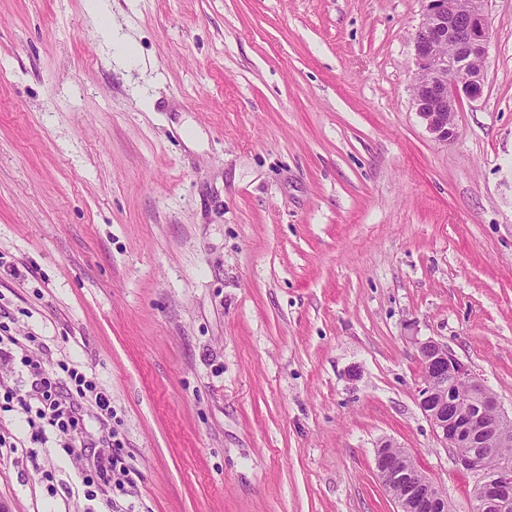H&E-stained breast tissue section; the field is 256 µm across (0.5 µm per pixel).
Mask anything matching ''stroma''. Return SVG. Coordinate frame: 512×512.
Masks as SVG:
<instances>
[{"mask_svg": "<svg viewBox=\"0 0 512 512\" xmlns=\"http://www.w3.org/2000/svg\"><path fill=\"white\" fill-rule=\"evenodd\" d=\"M0 0V330L96 378L80 456L0 411V512H394L403 448L472 512L417 341L512 409V0L480 99L413 105L423 0ZM125 492L87 497L109 452ZM131 473V466L126 463L124 458L120 455H112L106 462L98 461L94 475H85L83 482L88 488L112 483L115 489L125 492V484L132 483Z\"/></svg>", "mask_w": 512, "mask_h": 512, "instance_id": "35a3bbf8", "label": "stroma"}]
</instances>
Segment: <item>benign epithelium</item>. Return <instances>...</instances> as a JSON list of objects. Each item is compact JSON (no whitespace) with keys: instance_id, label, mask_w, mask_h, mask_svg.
<instances>
[{"instance_id":"1","label":"benign epithelium","mask_w":512,"mask_h":512,"mask_svg":"<svg viewBox=\"0 0 512 512\" xmlns=\"http://www.w3.org/2000/svg\"><path fill=\"white\" fill-rule=\"evenodd\" d=\"M414 36L416 75L413 102L432 137L442 143L457 135L456 114L464 101L482 96L484 62L491 42L485 0H424ZM425 371L418 388L419 408L443 448L459 468L476 476L474 512H512V468L484 466L476 453L512 447V413L481 377L448 347L429 339L418 345ZM465 393L467 404L448 416V388ZM384 442L375 465L397 512H449L448 498L420 467L397 469L386 459Z\"/></svg>"}]
</instances>
